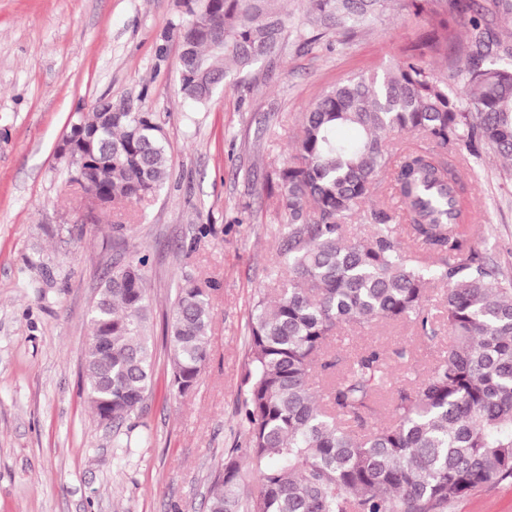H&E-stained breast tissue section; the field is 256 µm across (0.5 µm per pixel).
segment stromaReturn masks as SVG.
I'll return each instance as SVG.
<instances>
[{
	"label": "stroma",
	"instance_id": "obj_1",
	"mask_svg": "<svg viewBox=\"0 0 512 512\" xmlns=\"http://www.w3.org/2000/svg\"><path fill=\"white\" fill-rule=\"evenodd\" d=\"M295 25L253 79L228 80L199 106L180 91L177 26L188 0H0V512H205L214 465L243 442L237 407L258 289L271 280L283 212L266 181L294 154L302 114L339 81L392 67L429 26L398 10L344 45H305L306 0H280ZM100 101L161 117L169 176L151 203L98 211L58 157L73 113ZM475 243L512 274V162L471 159ZM210 225L200 235L201 225ZM149 256L155 389L130 421L133 447L86 401L83 351L92 302L115 264ZM206 288L209 359L198 386L171 392L167 337L182 277ZM402 322L337 328L345 359L406 347L416 371L444 356ZM447 512H512L491 483Z\"/></svg>",
	"mask_w": 512,
	"mask_h": 512
}]
</instances>
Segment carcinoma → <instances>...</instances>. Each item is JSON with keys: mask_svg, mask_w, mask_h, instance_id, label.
I'll return each mask as SVG.
<instances>
[{"mask_svg": "<svg viewBox=\"0 0 512 512\" xmlns=\"http://www.w3.org/2000/svg\"><path fill=\"white\" fill-rule=\"evenodd\" d=\"M429 11L432 23L388 71L337 83L304 115L295 153L267 183L288 213L273 275L249 322L242 380L244 447L215 473L206 512H446L448 502L489 483H512V279L476 248L464 196L469 157L512 160V0H307L311 30L346 42L390 8ZM179 27L180 89L207 103L228 76L278 54L288 16L278 0H195ZM468 29L455 44L446 15ZM451 53L450 84L422 62ZM110 117L78 112L68 181L88 215L153 199L168 175L163 122L153 112L106 103ZM344 127L358 131L342 140ZM390 182L368 208L380 174ZM370 235L347 236L350 224ZM419 246L413 255L402 238ZM149 256L134 251L102 284L83 358L86 398L118 429L151 392ZM446 287L452 343L408 380L405 350L367 348L342 364L325 359L341 325L401 321L437 335L428 286ZM211 308L190 278L178 288L169 327L172 388L193 389L209 356ZM388 421L372 422L381 400Z\"/></svg>", "mask_w": 512, "mask_h": 512, "instance_id": "1", "label": "carcinoma"}]
</instances>
